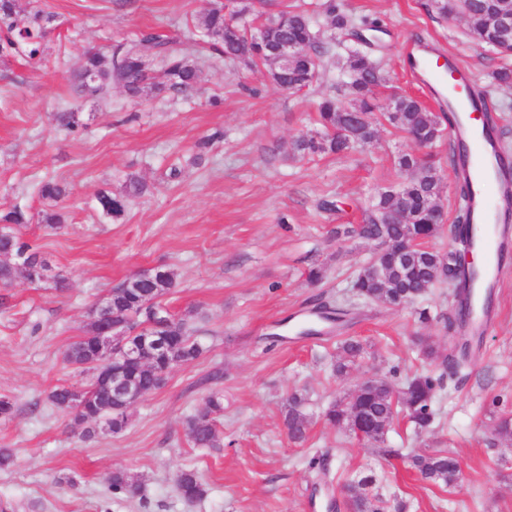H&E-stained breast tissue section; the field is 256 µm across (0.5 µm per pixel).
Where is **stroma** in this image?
Wrapping results in <instances>:
<instances>
[{
	"instance_id": "stroma-1",
	"label": "stroma",
	"mask_w": 512,
	"mask_h": 512,
	"mask_svg": "<svg viewBox=\"0 0 512 512\" xmlns=\"http://www.w3.org/2000/svg\"><path fill=\"white\" fill-rule=\"evenodd\" d=\"M283 2L308 10L331 46L311 88L288 94L264 67L223 60L202 64L195 92L133 100L116 86L97 103L75 96L67 80L85 50H108L143 29L187 48V30L215 0H19L55 14L57 26L43 62L0 59V210L28 212L19 233L50 269L40 282L20 271L0 283V396L17 405L0 420V448L14 456L0 469V512H349L343 486L352 478L368 479V494L404 499L410 512H512V441L493 431L498 417L512 415V252L492 295V327L464 379H444L430 427L417 429L403 411L380 442L333 426L324 410L361 377L399 388L439 371L423 348H445L457 290L441 281L390 308L353 287L375 244L340 230L362 222L377 192L407 180L397 159L414 146L403 132L379 124L371 144L347 154L293 150L299 138L319 136V98H348L342 65L352 39L326 26L328 5L382 25L370 49L384 77L380 105L405 93L437 111L408 62L419 45H435L485 92L512 156V89L492 80L503 60L472 41L461 16H440L433 0ZM68 110L82 112L85 130L58 126L57 113ZM218 130L223 140L198 150ZM452 141L446 131L428 148L440 165L445 213L429 245L443 254L454 246L459 207ZM45 178L65 186L66 197L41 198ZM133 178L146 192L121 219L101 216L97 193L124 192ZM52 211L63 216L55 230L42 221ZM161 268L175 273L161 301L192 327L203 353L144 395L123 430L85 438L84 426L48 401L55 387L90 379L64 354L115 283ZM313 268L320 281H309ZM339 307L347 315L332 322ZM348 338L363 352L341 377L336 360ZM295 393L308 421L301 444L284 425ZM213 394L222 404L221 446L198 448L187 421ZM437 452L459 461L456 486L427 482L412 468L411 456ZM118 469L138 477V497L109 490ZM182 469L199 473L204 499L179 494L173 478Z\"/></svg>"
}]
</instances>
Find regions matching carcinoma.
I'll list each match as a JSON object with an SVG mask.
<instances>
[{
    "mask_svg": "<svg viewBox=\"0 0 512 512\" xmlns=\"http://www.w3.org/2000/svg\"><path fill=\"white\" fill-rule=\"evenodd\" d=\"M262 11L258 12L261 22L252 29L246 26L244 19L253 14L254 2L242 0L227 10L225 4L213 6L200 20L191 33L190 40L195 44L209 46L214 53L227 60H241L263 65L272 82L287 92L301 91L312 86L319 79L321 57L326 47L320 42L313 30L310 15L299 9H279L271 0H259ZM461 16L465 19L468 34L479 45L497 50L507 56L512 50L500 47L497 26L484 9L481 0H464ZM55 15L43 10L19 9L17 0H0V56L23 55L31 60H40L44 54V41L50 30ZM326 25L341 33L355 28V20L348 14L336 9L332 4L325 14ZM294 43L298 55L291 64L282 68L272 54V48L283 41ZM152 48L162 57L163 68L156 76L149 68L145 50ZM344 66L351 77L348 95L352 102L347 105L332 98L319 102L317 121L322 127L320 138L303 137L295 143V150L302 156L316 153H346L356 147L369 144L374 136L373 122H368L356 131L350 140L336 137V129L349 124L354 112H365L368 116L381 113V117L395 129L406 135H416L431 143L440 137L442 123L451 122L448 113L436 114L427 110L417 99L406 95H394L389 107L381 110L374 90L383 81L378 65L369 53L358 47L348 49ZM74 91L91 100H104L109 96L112 86L118 85L133 99H142L164 94L176 96L194 89L199 80L197 62L190 59V54L173 49L169 41L151 33H142L133 39H126L111 46L106 53L88 51L84 54L80 67L72 72ZM58 124L71 133L85 127L79 112L57 113ZM468 152L464 146H456L453 167L457 180L459 198L464 200L469 194V180L465 177V160ZM398 166L403 172L418 171V175L409 179L397 189L378 192L367 208L366 222L344 229L348 237L363 239L387 238L393 245L387 252L382 276H357L354 288L363 298L385 305L393 306L397 299L405 295L414 299L426 293L436 284L433 271L439 265L448 267V277H458L469 282L478 278V272L465 270V265L448 252V258L424 245L417 250L399 253L404 239L409 235H418L424 242H429L441 230L440 225L430 222L432 203L438 197L440 184L438 168L430 161L425 162L415 153H404L398 157ZM147 191L146 185L132 178L123 194L101 191L97 195L101 214L109 219H118L126 211L129 199ZM40 196L46 200H61L66 189L54 181H44L39 188ZM402 213L407 223L389 224L387 215ZM29 223L26 211L13 207L0 213V224L21 225ZM472 225L467 213L459 209L454 225V240L465 250L471 246ZM8 254L19 261V266L9 263L0 264V281L9 282L18 269H23L28 279L35 281L46 270L44 260L27 241L9 230L0 235V254ZM174 287V273L159 269L142 278L135 290L128 292L123 283H118L110 291L112 316L135 325L143 323L140 305L160 306L158 299ZM164 319L156 323L151 334L164 336L172 344L183 363L188 364L198 359L202 353L200 345L192 339L186 321L162 308ZM473 310L469 300V291L456 294L455 321L459 328L466 327L472 320ZM98 329L91 322L85 335L67 351L65 361L82 367L93 361L96 352ZM362 346L354 340H346L341 345V358L336 364V373L345 374L361 355ZM427 356L441 360V366L448 368L452 374L471 360L470 340L464 336L454 339L453 345L445 354L429 346ZM166 358L157 356L153 360L154 369H140L133 364L125 370L144 390L151 393L159 389L165 381L163 367ZM443 377L430 373L415 375L403 388L402 400L398 406L408 411L410 418L419 429L427 428L434 417L432 400L442 388ZM390 383L378 379L364 393L353 392L336 401L324 412L326 420L339 427H349L352 410L356 407L365 409L375 420H392L393 403L388 397ZM85 405L92 411H100L108 417L112 432H120L127 424V416H117L111 412L112 390L110 376L93 368V377L84 387ZM49 400L63 413L69 412V387L61 385L49 394ZM303 397L295 393L288 400L284 421L289 438L301 443L307 438V419L301 410ZM221 409L219 399L210 396L204 408L187 421L188 434L197 447H220V432L217 429L215 414ZM423 479L434 484L451 487L461 478L457 461L445 454L419 456L413 460ZM139 480L124 470H116L108 477L109 488L114 493H122L132 499L138 495L134 485ZM368 480L361 479L344 485L346 495L354 507L362 512H407L408 504L403 500H384L380 497L370 498L363 492ZM175 485L183 495L200 500L206 490L202 479L194 470H180L175 477Z\"/></svg>",
    "mask_w": 512,
    "mask_h": 512,
    "instance_id": "obj_1",
    "label": "carcinoma"
}]
</instances>
